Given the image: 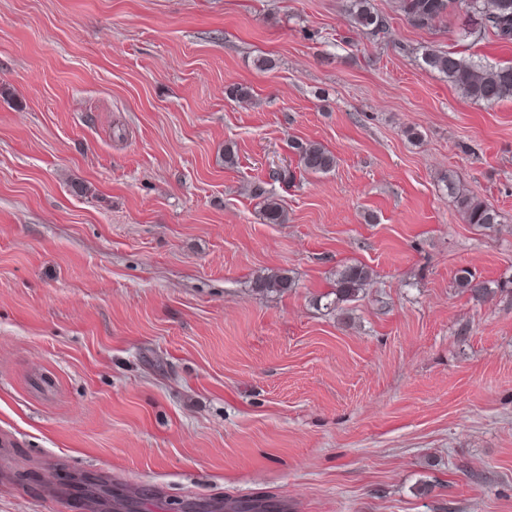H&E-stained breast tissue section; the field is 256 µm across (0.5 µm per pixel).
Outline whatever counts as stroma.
I'll return each mask as SVG.
<instances>
[{
    "label": "stroma",
    "instance_id": "35a3bbf8",
    "mask_svg": "<svg viewBox=\"0 0 512 512\" xmlns=\"http://www.w3.org/2000/svg\"><path fill=\"white\" fill-rule=\"evenodd\" d=\"M371 3L377 37L350 0H0V512H84L62 472L136 512H512V99L423 62L512 45ZM371 0H353L351 14L357 27L364 33L377 36L387 30L385 16L375 11ZM299 167L308 174H326L336 167V157L323 145L299 142L293 147ZM446 182L456 206L463 218L469 224H475L486 229L501 224L500 213L491 205L479 200L476 196L464 191L453 170L448 171ZM373 282V271L361 263L343 264L336 270L333 292L334 303L348 302ZM456 285L457 288L469 292L470 295L477 300L484 299L492 293L491 288L488 287L486 282L478 280L476 276L466 268L458 270Z\"/></svg>",
    "mask_w": 512,
    "mask_h": 512
}]
</instances>
